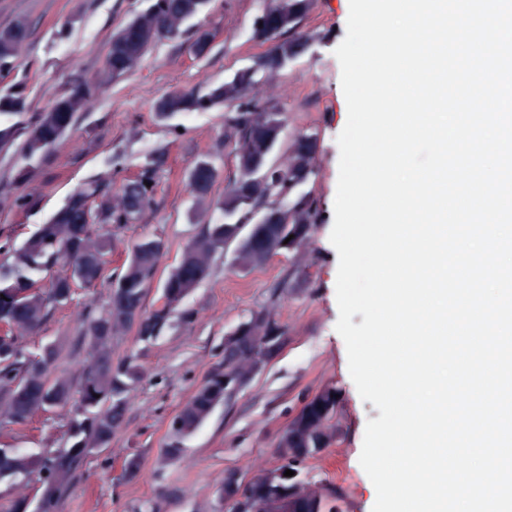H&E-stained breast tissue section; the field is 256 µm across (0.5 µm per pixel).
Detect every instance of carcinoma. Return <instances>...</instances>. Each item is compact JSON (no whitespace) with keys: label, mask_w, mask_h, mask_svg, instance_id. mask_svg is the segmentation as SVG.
Returning a JSON list of instances; mask_svg holds the SVG:
<instances>
[{"label":"carcinoma","mask_w":512,"mask_h":512,"mask_svg":"<svg viewBox=\"0 0 512 512\" xmlns=\"http://www.w3.org/2000/svg\"><path fill=\"white\" fill-rule=\"evenodd\" d=\"M314 0H271L253 24V36L271 46L262 55L260 70L277 72L306 52L310 38L299 24ZM210 0H148L112 36L103 70L92 83L76 86L54 101L34 121L23 120V101L12 90L0 92V144L25 131L24 151L29 161L46 156L84 111L100 84L134 70L149 49L163 38L189 33L198 56L210 50L211 32L200 21ZM31 33L24 17L0 29V76L19 67V57ZM259 81L244 72L231 79L190 92L177 91L160 98L155 112L162 119L191 111H205L229 104L224 113V144L237 160L238 176L214 204L211 188L216 167L198 161L189 173L193 211L201 216L217 209L200 233L183 249L179 261L162 286L163 306L148 314L143 309L147 286L158 271L165 243L145 238L133 248L119 275L113 278L106 307L88 309L83 316L79 343L90 355V364L78 390L71 381L55 373L60 349L54 343L43 347L46 355L34 360L26 355L20 336L37 331L52 308L66 303L76 287L97 285L104 273V257L112 248V228L138 222L152 208L160 160L145 164L135 179L125 181L110 193L96 182L75 191L66 204L41 225L20 247L11 261L0 264V322L9 330L0 335V413L13 424H24L38 413L75 403L70 447L29 455L17 448H0V482H26L38 476L40 493L30 504L20 499L16 512H57L60 498L74 481L85 459L108 447L112 434L123 423L126 393L139 382L142 371L136 358L112 357V340L136 328L139 340H156L177 307L206 280L217 254L233 247L232 264L240 270L264 265L275 255L288 252L284 241L295 235L299 245L310 244L319 218L318 201L302 191L316 174L318 144L314 135L285 139V117L267 109L252 94ZM64 249L69 272L52 280L51 287H35L34 275L49 269ZM280 346L278 328L268 312H254L249 327L224 344V366L241 385L250 383L259 370L258 357L270 359ZM225 371L216 370L182 404L170 424L169 442L163 449L169 461L184 452L183 441L210 417L231 392L224 384ZM336 390L327 388L307 402L289 423L278 441L282 465L278 472L254 475L246 488L258 512H288V498L298 494L302 482L284 476L301 473L302 458L290 448H325L332 435L315 428L329 424L336 414Z\"/></svg>","instance_id":"obj_1"}]
</instances>
